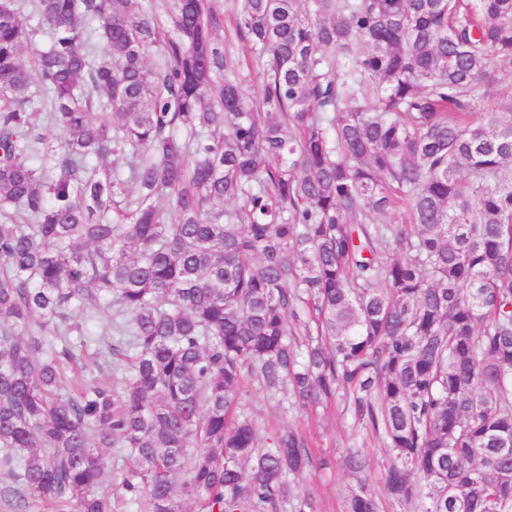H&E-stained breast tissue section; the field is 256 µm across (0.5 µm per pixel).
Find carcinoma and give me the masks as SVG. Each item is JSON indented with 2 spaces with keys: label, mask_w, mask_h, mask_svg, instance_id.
Listing matches in <instances>:
<instances>
[{
  "label": "carcinoma",
  "mask_w": 512,
  "mask_h": 512,
  "mask_svg": "<svg viewBox=\"0 0 512 512\" xmlns=\"http://www.w3.org/2000/svg\"><path fill=\"white\" fill-rule=\"evenodd\" d=\"M223 23L0 0L4 495L112 512L101 449L130 448L140 512H316L307 438L263 448L241 411L256 386L382 440L383 496L345 512H512V105L477 116L512 0H243L255 96ZM92 342L120 390L63 380Z\"/></svg>",
  "instance_id": "1"
}]
</instances>
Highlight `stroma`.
<instances>
[{"mask_svg": "<svg viewBox=\"0 0 512 512\" xmlns=\"http://www.w3.org/2000/svg\"><path fill=\"white\" fill-rule=\"evenodd\" d=\"M243 408L255 423L259 438L277 429L290 427L304 433L312 451L314 464L294 478L297 490L311 492L319 512H343L345 501L359 486L381 492L382 466L386 452L379 438L367 433L341 405L330 404L314 412L291 405H279L259 389H251ZM366 456L370 470L356 475L347 468L348 455Z\"/></svg>", "mask_w": 512, "mask_h": 512, "instance_id": "stroma-1", "label": "stroma"}]
</instances>
